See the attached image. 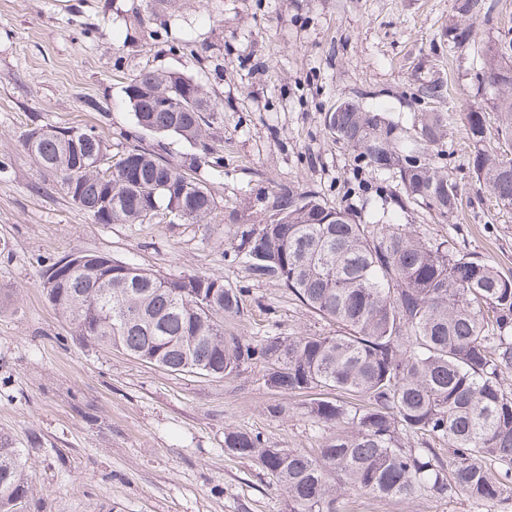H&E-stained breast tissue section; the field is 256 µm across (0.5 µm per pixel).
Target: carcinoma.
Wrapping results in <instances>:
<instances>
[{"label": "carcinoma", "mask_w": 512, "mask_h": 512, "mask_svg": "<svg viewBox=\"0 0 512 512\" xmlns=\"http://www.w3.org/2000/svg\"><path fill=\"white\" fill-rule=\"evenodd\" d=\"M471 23L448 27V42L471 37ZM496 77L501 43L481 50ZM193 77L143 69L125 94L137 125L198 149L180 161L134 145L108 164L93 128H38L21 140L39 170L56 175L66 194L104 224H203L216 208L204 167H224L207 143L219 101L195 103ZM181 90L176 109L138 112L146 92ZM506 147L484 145V107L465 113L475 142L479 186L512 208V82L491 102ZM329 134L381 170H397L398 204L418 202L443 221L459 193L427 157L446 136L439 112H424L411 146L379 112H327ZM253 222L232 211L231 244L257 281L274 280L336 333L247 340L224 333V319L247 313L243 288L204 274L156 276L133 263L84 252L45 265L49 303L95 345L174 373L229 378L254 360L265 384L305 395L303 414L323 429L316 448H271L257 435L229 429L224 448L253 458L284 491L288 512H339L352 492L378 498L463 497L481 507L512 500V274L457 248L450 235L429 238L391 218L364 221L312 190L280 186L256 197ZM325 388L336 397H318ZM417 447L407 448V436ZM32 485L19 449L0 435V512H27Z\"/></svg>", "instance_id": "cac0c4a2"}]
</instances>
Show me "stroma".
<instances>
[{
    "mask_svg": "<svg viewBox=\"0 0 512 512\" xmlns=\"http://www.w3.org/2000/svg\"><path fill=\"white\" fill-rule=\"evenodd\" d=\"M0 0V434L22 452L30 512H287L286 496L255 462L229 453L235 427L278 448H311L318 429L300 396L264 383L253 364L230 379L175 374L83 341L49 304L43 261L79 249L160 277L201 272L247 288L238 336L334 332L279 283L249 280L225 257V212L253 218L257 192L296 185L330 206L371 218L400 212L429 237L512 271V209L477 191L464 122L493 95L479 73L488 41L512 37V0ZM471 17L474 35L452 48L446 27ZM143 69L191 75L223 112L211 143L224 168L205 178L217 208L207 224H99L20 140L29 129L96 126L120 159L134 144L171 160L188 143L138 128L125 88ZM443 77L437 102L415 101L419 80ZM353 101L412 136L422 112L446 120L438 164L461 204L438 223L416 204L399 209L395 172L360 165L325 132L323 115ZM342 512H474L462 499L388 501L352 496Z\"/></svg>",
    "mask_w": 512,
    "mask_h": 512,
    "instance_id": "35a3bbf8",
    "label": "stroma"
}]
</instances>
